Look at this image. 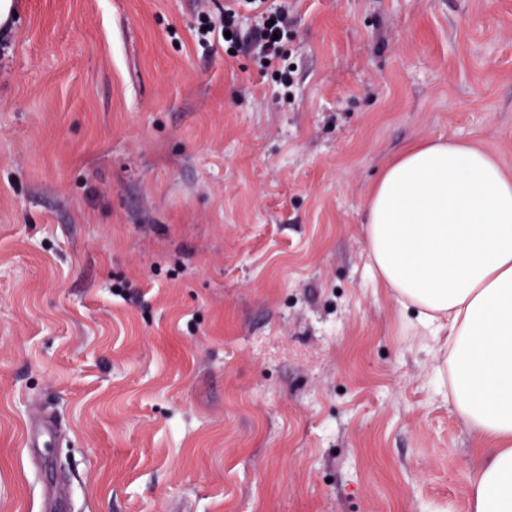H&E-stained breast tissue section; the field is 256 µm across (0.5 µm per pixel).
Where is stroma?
I'll use <instances>...</instances> for the list:
<instances>
[{"label": "stroma", "mask_w": 512, "mask_h": 512, "mask_svg": "<svg viewBox=\"0 0 512 512\" xmlns=\"http://www.w3.org/2000/svg\"><path fill=\"white\" fill-rule=\"evenodd\" d=\"M288 2L286 87L198 45L224 0H14L0 512H469L441 343L360 228L420 142L512 174V0Z\"/></svg>", "instance_id": "stroma-1"}]
</instances>
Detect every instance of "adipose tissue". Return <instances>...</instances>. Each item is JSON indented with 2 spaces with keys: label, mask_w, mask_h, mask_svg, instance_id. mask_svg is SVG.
Listing matches in <instances>:
<instances>
[{
  "label": "adipose tissue",
  "mask_w": 512,
  "mask_h": 512,
  "mask_svg": "<svg viewBox=\"0 0 512 512\" xmlns=\"http://www.w3.org/2000/svg\"><path fill=\"white\" fill-rule=\"evenodd\" d=\"M363 227L374 279L444 337L448 399L482 444L470 512H512V175L452 139L383 169Z\"/></svg>",
  "instance_id": "ef3b65f1"
}]
</instances>
